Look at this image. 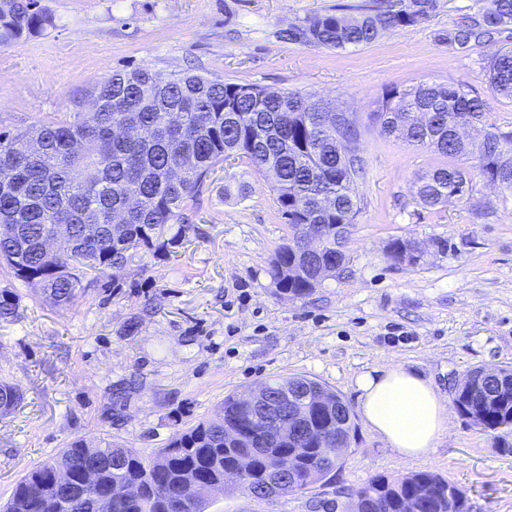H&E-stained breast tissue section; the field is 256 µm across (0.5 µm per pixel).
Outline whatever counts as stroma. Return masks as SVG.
<instances>
[{
  "label": "stroma",
  "mask_w": 512,
  "mask_h": 512,
  "mask_svg": "<svg viewBox=\"0 0 512 512\" xmlns=\"http://www.w3.org/2000/svg\"><path fill=\"white\" fill-rule=\"evenodd\" d=\"M341 0H41L54 28L0 48V128L22 131L45 116L90 108L113 73L192 72L273 91L300 90L356 116L366 174L346 261L310 294L275 287L274 251L289 228L263 177L225 162L212 174L192 222L198 234L177 257L136 255L111 280H83L68 306L0 268V290L19 296L0 322V379L23 403L0 417V502L32 468L74 440L103 437L149 457L173 434L211 420L226 395L275 377L304 376L348 405L356 435L329 480L261 500L215 493L208 512H344L352 490L383 474L434 471L467 496L471 512H512V453L448 410L449 434L402 460L365 425L355 380L396 363L449 397L481 367L512 366V195L474 175L468 199L430 209L413 194L440 164L424 147L381 132L383 89L465 81L512 130V100L493 94L488 59L512 46V24L492 41L461 48L449 28L478 0H438L434 15L347 50L291 43L280 32ZM396 239L422 251L394 262Z\"/></svg>",
  "instance_id": "stroma-1"
}]
</instances>
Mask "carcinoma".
Returning a JSON list of instances; mask_svg holds the SVG:
<instances>
[{"instance_id":"obj_1","label":"carcinoma","mask_w":512,"mask_h":512,"mask_svg":"<svg viewBox=\"0 0 512 512\" xmlns=\"http://www.w3.org/2000/svg\"><path fill=\"white\" fill-rule=\"evenodd\" d=\"M478 15L466 16L448 29V42L461 47L487 42L512 23V0H480ZM437 0H370L334 12L317 14L283 32L290 42L331 49L370 44L386 31L429 19ZM55 26L40 0H0V47L42 34ZM487 70L493 91L512 98V48L495 52ZM95 108L72 120L49 118L24 131L0 132V170L11 174L0 193V225L12 235L0 237V267L27 284H40L45 301H75L88 273L115 280L135 253L168 259L197 234L186 211L194 209L217 166L229 159L247 164L271 179L290 235L274 253L270 272L280 291L304 296L316 288L315 267L336 264V225L351 226L360 211L357 183L364 159L341 152L336 128L326 124V101L300 91H268L253 84L228 83L188 72L166 79L147 68L117 72L96 89ZM382 133L409 145L426 147L447 163L414 182L422 205L434 208L458 194L467 198L471 170L512 194V131H488L473 146L456 135L470 123L488 126L486 101L464 82L421 83L409 89L383 91L376 101ZM138 114L141 133L122 129L123 116ZM39 144L25 154L19 146ZM190 165L184 166L183 160ZM462 159L474 164L465 167ZM123 221L113 225V215ZM84 224H99L103 236L81 237ZM67 225L65 235L56 228ZM315 234L322 250L308 261L291 243ZM18 315L17 296L0 291V321ZM477 369L455 384L453 402L461 416L494 433L512 427V366L500 369L497 388L475 384ZM17 387L0 381V416L23 403ZM307 420L336 436L352 439L356 427L350 411L306 403ZM255 424L241 418L242 439L224 443V422L201 421L175 434L149 458L107 439H77L56 456L30 470L13 488L0 512H66L55 485L59 468L71 475L70 486L84 489L86 470L95 468L96 490L112 493L115 484H136L137 498L112 501V512H170L168 496L195 487L191 509L206 512L205 490L224 483V472L244 469L237 488L259 490L281 481V494L303 491L328 478L336 467L277 477L271 458L279 444L261 441ZM450 482L434 471H419L396 480L372 477L356 490L363 512H404L405 501L418 493L419 512H469L468 499L448 498Z\"/></svg>"}]
</instances>
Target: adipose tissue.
<instances>
[{"instance_id":"adipose-tissue-1","label":"adipose tissue","mask_w":512,"mask_h":512,"mask_svg":"<svg viewBox=\"0 0 512 512\" xmlns=\"http://www.w3.org/2000/svg\"><path fill=\"white\" fill-rule=\"evenodd\" d=\"M356 390L365 424L400 459L427 455L448 433V408L429 378L393 365L359 375Z\"/></svg>"}]
</instances>
